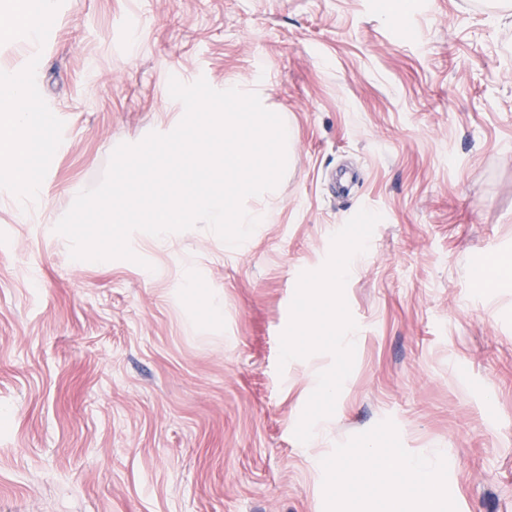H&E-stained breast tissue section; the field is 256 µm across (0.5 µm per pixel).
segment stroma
I'll return each mask as SVG.
<instances>
[{"mask_svg": "<svg viewBox=\"0 0 512 512\" xmlns=\"http://www.w3.org/2000/svg\"><path fill=\"white\" fill-rule=\"evenodd\" d=\"M27 67L63 134L27 207L0 170V512H394L326 472L366 450L438 452L445 512H512V282L472 285L512 256V0H55L37 48L0 40ZM173 77L292 130L270 220L71 259L56 224L180 123Z\"/></svg>", "mask_w": 512, "mask_h": 512, "instance_id": "35a3bbf8", "label": "stroma"}]
</instances>
